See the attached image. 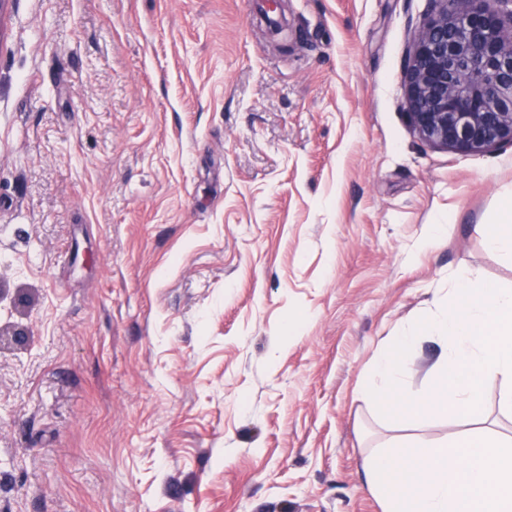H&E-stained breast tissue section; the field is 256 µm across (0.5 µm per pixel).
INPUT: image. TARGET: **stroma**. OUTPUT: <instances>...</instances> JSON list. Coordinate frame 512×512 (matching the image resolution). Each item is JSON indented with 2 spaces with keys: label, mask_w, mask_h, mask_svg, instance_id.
<instances>
[{
  "label": "stroma",
  "mask_w": 512,
  "mask_h": 512,
  "mask_svg": "<svg viewBox=\"0 0 512 512\" xmlns=\"http://www.w3.org/2000/svg\"><path fill=\"white\" fill-rule=\"evenodd\" d=\"M260 8L0 15V512H383L370 453L463 430L360 389L459 273L512 288V147L411 127L427 0ZM512 207L510 216H506L492 229L478 225L477 231L484 236L486 249L493 254L512 257Z\"/></svg>",
  "instance_id": "obj_1"
}]
</instances>
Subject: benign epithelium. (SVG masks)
<instances>
[{"label": "benign epithelium", "instance_id": "7a95c632", "mask_svg": "<svg viewBox=\"0 0 512 512\" xmlns=\"http://www.w3.org/2000/svg\"><path fill=\"white\" fill-rule=\"evenodd\" d=\"M420 140L461 154L512 146V0H431L405 73Z\"/></svg>", "mask_w": 512, "mask_h": 512}]
</instances>
